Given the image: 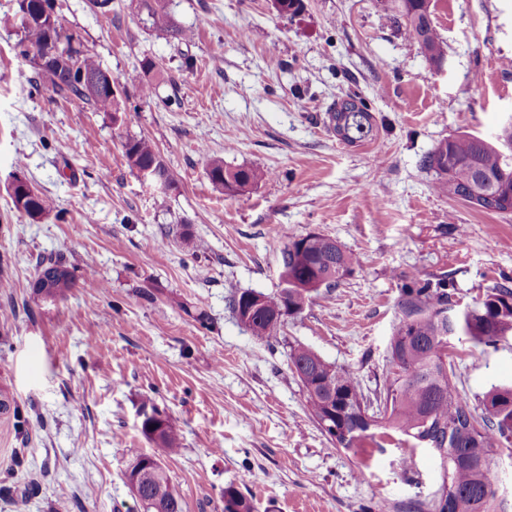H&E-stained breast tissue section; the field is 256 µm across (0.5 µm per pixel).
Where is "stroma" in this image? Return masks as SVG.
Listing matches in <instances>:
<instances>
[{
	"instance_id": "stroma-1",
	"label": "stroma",
	"mask_w": 512,
	"mask_h": 512,
	"mask_svg": "<svg viewBox=\"0 0 512 512\" xmlns=\"http://www.w3.org/2000/svg\"><path fill=\"white\" fill-rule=\"evenodd\" d=\"M302 3L283 15L273 0H166L193 32L167 43L140 0H112L106 17L55 0L63 28L119 79L116 122L37 79L15 49L18 0H0V389L18 408L0 414V512H139L125 472L156 449L146 403L180 431L163 463L183 512H224L230 485L256 512H416L439 489L438 459L410 437L335 447L288 350L307 345L380 391L405 277L447 278L459 310L512 286V215L435 194L422 165L440 141L512 121V0H430L438 69L392 0ZM147 57L160 68L150 98L125 80ZM349 94L377 125L355 146L328 119ZM140 136L169 186L128 167L122 144ZM211 156L271 176L230 198L207 175ZM16 176L52 198L41 221L14 208ZM288 232L324 234L358 262L270 347L228 298L282 288ZM58 251L99 288L38 300L35 262ZM448 359L472 409L512 384L511 334L451 339Z\"/></svg>"
}]
</instances>
